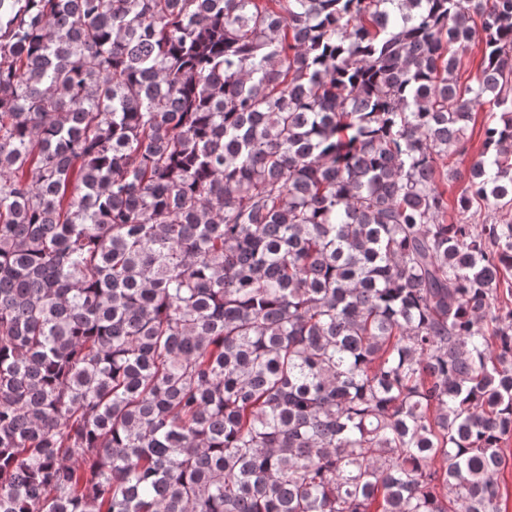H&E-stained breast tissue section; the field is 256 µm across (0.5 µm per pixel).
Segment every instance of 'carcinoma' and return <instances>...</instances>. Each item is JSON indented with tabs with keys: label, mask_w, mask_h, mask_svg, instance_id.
<instances>
[{
	"label": "carcinoma",
	"mask_w": 512,
	"mask_h": 512,
	"mask_svg": "<svg viewBox=\"0 0 512 512\" xmlns=\"http://www.w3.org/2000/svg\"><path fill=\"white\" fill-rule=\"evenodd\" d=\"M511 214L512 0H0V512H502ZM477 33L474 40L470 43L468 49L461 54L460 65L458 70L459 81L463 85L469 84L477 75L481 68L483 54L482 45L479 34V19H476ZM489 106H476L474 122L471 123L469 129V142L466 151L451 157L450 166L462 174V178L458 180L448 179L443 187L446 189V197H448V222H452L455 218L454 204L461 188L464 186V178L470 167L471 162L476 158L482 147L483 141V123L485 113L488 112Z\"/></svg>",
	"instance_id": "carcinoma-1"
}]
</instances>
